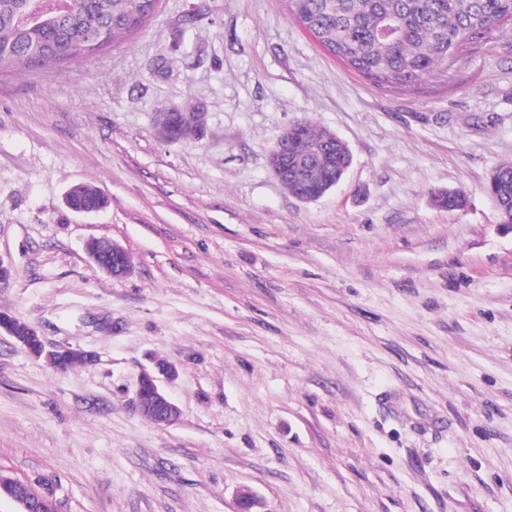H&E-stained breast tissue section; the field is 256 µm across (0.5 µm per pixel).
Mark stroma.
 <instances>
[{"mask_svg": "<svg viewBox=\"0 0 512 512\" xmlns=\"http://www.w3.org/2000/svg\"><path fill=\"white\" fill-rule=\"evenodd\" d=\"M172 107L203 134L160 141ZM299 119L353 154L312 202L268 167ZM506 162L507 27L453 81L393 89L287 0H161L120 44L0 75V312L95 357L59 371L0 335V469L64 512H234L243 488L262 512H512V231L486 191ZM77 184L108 207L70 212ZM445 189L465 208L435 207ZM157 359L165 427L135 404ZM173 112H176L175 114L177 116L175 124V136L179 142L188 139L193 135L197 136L198 133L202 132L203 118L202 113L200 111H198L197 109L182 110L179 108H172L166 112L156 113L153 127L155 135L159 140L166 143H173L171 140V117L173 115ZM187 117H190L192 123L188 122L187 124H184V119H187ZM94 263L107 273L112 272V276H122L133 269V259L130 253L120 244L111 240H99L97 251L90 254ZM102 255H112L116 258L117 263L104 264L101 262ZM156 370L143 369L138 377L135 391L137 407L142 415L153 423L167 426L175 423L180 416V410L176 403L166 393L163 383L171 381L177 376L176 366L168 362H157ZM144 391L142 403L140 392ZM150 393V394H149Z\"/></svg>", "mask_w": 512, "mask_h": 512, "instance_id": "stroma-1", "label": "stroma"}]
</instances>
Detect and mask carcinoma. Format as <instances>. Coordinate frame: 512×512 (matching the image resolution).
Here are the masks:
<instances>
[{"label":"carcinoma","mask_w":512,"mask_h":512,"mask_svg":"<svg viewBox=\"0 0 512 512\" xmlns=\"http://www.w3.org/2000/svg\"><path fill=\"white\" fill-rule=\"evenodd\" d=\"M57 12L45 0H0V74L57 66L125 40L156 13L159 0H71ZM292 16L348 68L388 88L410 87L440 71L451 74L467 45L512 22V0H288ZM175 136L202 132V113L174 109ZM289 150L295 167L281 184L293 196L341 180L352 154L329 143L324 129L302 121ZM501 223H512V163L488 181ZM435 206H465L458 190L432 195Z\"/></svg>","instance_id":"cac0c4a2"}]
</instances>
